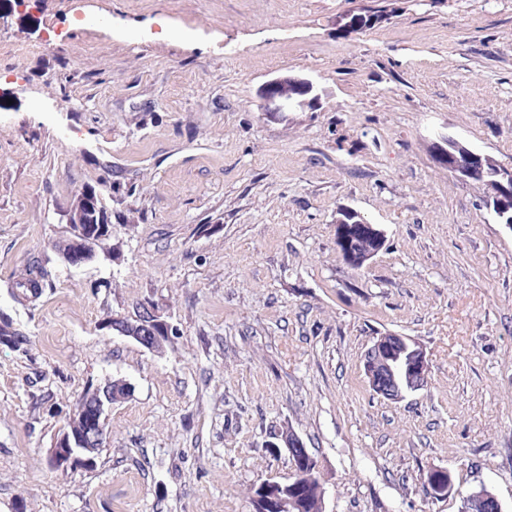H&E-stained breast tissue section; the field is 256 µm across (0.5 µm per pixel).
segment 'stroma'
<instances>
[{"mask_svg":"<svg viewBox=\"0 0 512 512\" xmlns=\"http://www.w3.org/2000/svg\"><path fill=\"white\" fill-rule=\"evenodd\" d=\"M383 11L343 36L339 16ZM316 107L266 110L263 84ZM450 134L512 169V0H0V512H253L317 464L324 512H458L427 477L512 512V230L439 166ZM109 217L68 265L76 191ZM385 232L360 268L342 207ZM44 274L36 301L11 283ZM163 352L105 328L142 304ZM396 333L427 385L376 395ZM120 379L92 465L48 450L82 392ZM303 89L310 94L313 90L312 82L289 78L275 79L263 87L262 95L266 101L275 105V111H281L286 107H302L304 99L301 98L300 92ZM387 338H390L387 340ZM409 343L416 349L405 355ZM391 345L393 348H391ZM372 371H368V382L375 391L390 401H399L396 392L402 381L407 380L414 391L425 387L429 362L425 348L409 336L389 333L378 337L370 348Z\"/></svg>","mask_w":512,"mask_h":512,"instance_id":"stroma-1","label":"stroma"}]
</instances>
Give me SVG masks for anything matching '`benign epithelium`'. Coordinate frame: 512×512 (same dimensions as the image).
Segmentation results:
<instances>
[{
	"instance_id": "benign-epithelium-1",
	"label": "benign epithelium",
	"mask_w": 512,
	"mask_h": 512,
	"mask_svg": "<svg viewBox=\"0 0 512 512\" xmlns=\"http://www.w3.org/2000/svg\"><path fill=\"white\" fill-rule=\"evenodd\" d=\"M312 91L313 84L308 80L275 79L268 82L262 89L266 101L275 105V110L281 111L287 107L303 106L301 90ZM435 156L439 163L448 166L451 173L465 181L477 182L492 190V185L501 184V181L512 180V170L495 166L486 169L483 166L484 155L472 150L462 140L448 134L433 143ZM96 206V193L92 189L82 188L74 196L68 210V223L77 227L74 232V251L66 256V263L78 266L93 258L95 244L104 231L103 224H84L83 211ZM341 216L336 218V235L339 241H344L346 224L343 216L349 215L359 224L367 223L361 213L343 207L339 210ZM105 328L118 330L119 334L135 340L143 347L158 351L156 342L160 336L171 335L172 329L161 314L154 309H146L134 330H126L112 320L104 322ZM372 370L367 372L368 380L375 391L390 401L398 400L396 392L402 381H407L411 388L418 391L425 387V380L429 371V362L425 348L416 339L409 336L389 333L379 338L370 348ZM85 423L80 433H71L66 429L57 435L51 454L59 470L66 472L77 466H87L93 462L85 449L99 448L105 436L106 403L94 402L87 406V412L82 417Z\"/></svg>"
}]
</instances>
